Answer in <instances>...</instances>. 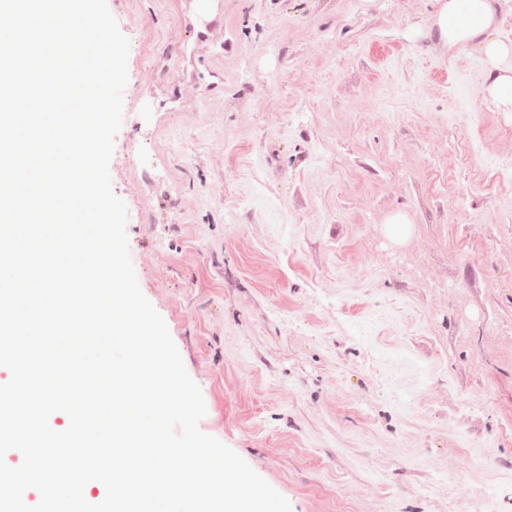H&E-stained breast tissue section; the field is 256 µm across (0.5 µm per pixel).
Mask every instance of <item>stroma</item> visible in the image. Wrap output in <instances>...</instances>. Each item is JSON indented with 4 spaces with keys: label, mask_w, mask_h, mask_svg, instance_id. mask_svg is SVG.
<instances>
[{
    "label": "stroma",
    "mask_w": 512,
    "mask_h": 512,
    "mask_svg": "<svg viewBox=\"0 0 512 512\" xmlns=\"http://www.w3.org/2000/svg\"><path fill=\"white\" fill-rule=\"evenodd\" d=\"M444 3L223 0L204 39L107 0L139 287L292 512H512V56L445 46ZM484 87L494 101L503 105L512 104V77L489 70Z\"/></svg>",
    "instance_id": "obj_1"
}]
</instances>
